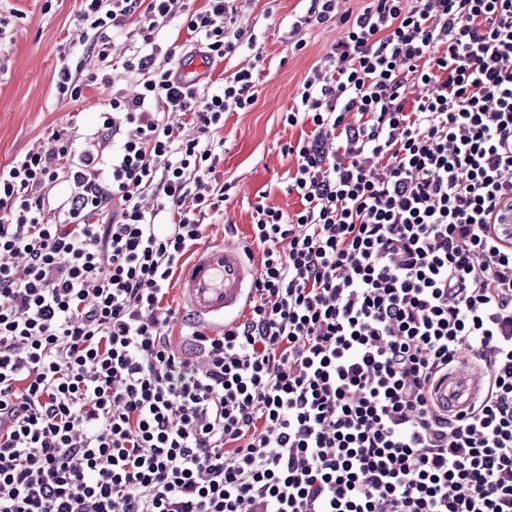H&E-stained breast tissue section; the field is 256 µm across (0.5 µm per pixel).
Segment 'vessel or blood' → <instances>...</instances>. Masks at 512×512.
Masks as SVG:
<instances>
[{"mask_svg":"<svg viewBox=\"0 0 512 512\" xmlns=\"http://www.w3.org/2000/svg\"><path fill=\"white\" fill-rule=\"evenodd\" d=\"M255 279L256 268L248 261L244 247L220 240L198 248L181 275L180 289L196 319L220 323L239 307ZM482 384V374L462 364L440 385L437 398L444 402L457 391L473 393Z\"/></svg>","mask_w":512,"mask_h":512,"instance_id":"obj_1","label":"vessel or blood"}]
</instances>
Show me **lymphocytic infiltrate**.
<instances>
[{
    "instance_id": "obj_1",
    "label": "lymphocytic infiltrate",
    "mask_w": 512,
    "mask_h": 512,
    "mask_svg": "<svg viewBox=\"0 0 512 512\" xmlns=\"http://www.w3.org/2000/svg\"><path fill=\"white\" fill-rule=\"evenodd\" d=\"M175 2L81 0L100 59L136 22L138 88L0 168V512H512V0H309L345 32L286 115L301 208L256 205L246 315L177 344L162 301L228 187L170 118L216 132L254 93L181 83ZM234 2L183 15L207 59ZM465 358L483 391L448 414ZM181 13H176L174 18L168 19L162 23L159 28V42L162 46V51L166 50L168 45L175 41V45H183L181 59L193 52L200 51V45L191 42V36L186 29L180 26ZM483 384V376L468 365L461 364L439 387L437 399L448 406V396L455 391H467L474 394Z\"/></svg>"
}]
</instances>
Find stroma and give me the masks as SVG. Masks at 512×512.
I'll return each instance as SVG.
<instances>
[{
    "mask_svg": "<svg viewBox=\"0 0 512 512\" xmlns=\"http://www.w3.org/2000/svg\"><path fill=\"white\" fill-rule=\"evenodd\" d=\"M81 0H0V13H15L6 36L0 38V166L46 144L56 130L91 139L98 129L99 107L113 91H133V74L117 69L111 83L83 87L78 100L58 97L55 82L61 58H69L79 74L105 70V62L88 51L89 37L76 24ZM237 25L243 32L235 53L211 64L207 89L220 91L225 79L252 68L255 101L248 109L224 117L219 136L224 154L215 172L230 184L223 208L205 219L206 240L249 241L258 203L293 213L300 208L287 191L296 158L283 153L285 144L303 136L286 114L308 72L319 65L344 29L327 23L308 27L302 36L292 31L305 16L307 0H238ZM302 49H295L296 39Z\"/></svg>",
    "mask_w": 512,
    "mask_h": 512,
    "instance_id": "1",
    "label": "stroma"
}]
</instances>
